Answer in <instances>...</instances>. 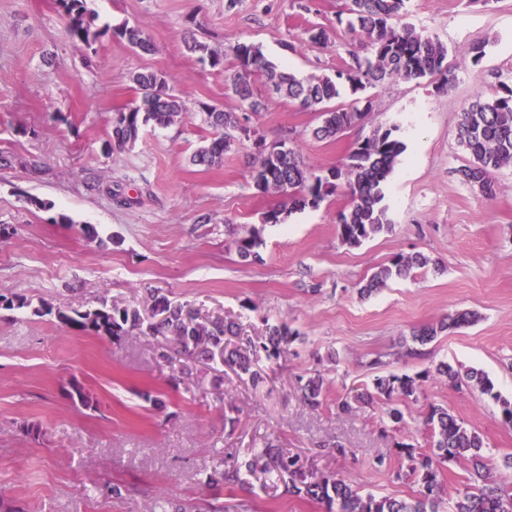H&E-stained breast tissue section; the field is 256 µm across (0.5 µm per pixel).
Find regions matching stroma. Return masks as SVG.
Returning a JSON list of instances; mask_svg holds the SVG:
<instances>
[{
  "label": "stroma",
  "mask_w": 512,
  "mask_h": 512,
  "mask_svg": "<svg viewBox=\"0 0 512 512\" xmlns=\"http://www.w3.org/2000/svg\"><path fill=\"white\" fill-rule=\"evenodd\" d=\"M87 3L103 32L89 47L70 41L57 0H0V294L85 311L104 302L145 310L159 293L189 304L200 319L236 322L244 339L263 336L277 321L299 336L264 388L252 389L218 360L197 363L192 379L175 388L170 379L182 363L158 360L153 338L116 345L52 315L1 313L0 498L23 512H162L169 498L206 512L213 498H240L236 489L214 495L206 474L269 434L288 453L336 440L348 455L317 457V471L409 498L417 486L396 477L398 447L425 446L422 420L432 404L480 432L491 475L512 484V472L500 465L512 454V427L503 424L498 402L434 371L441 361L483 371L512 399V168L498 173L496 195L485 197L461 180L469 157L457 142L464 103L496 79L512 78V0L485 7L409 0V21L447 46L455 88L440 92L426 79L342 90V104L368 100L373 110L333 142L312 137L314 113L253 76L265 109L251 126L269 144L294 137L318 171L340 164L375 127L401 124L407 148L385 190L391 229L357 247L336 232V214L347 203L339 192L285 223H264L276 199L253 185L246 161L253 144L216 169L190 162L212 136L203 105L242 110L230 89L240 70L233 47L260 44L270 61L302 78L335 75L358 47L337 21L344 0ZM123 24L139 27L154 53L139 54L114 37L112 28ZM314 26L327 31L328 43L309 41ZM193 40L222 54L223 66L189 53ZM480 40L485 55L476 63L470 47ZM144 69L164 73L188 113L146 127L132 149L107 152L115 113L138 96L131 76ZM61 214L68 223L58 222ZM230 224L242 234L261 228L260 260L242 261L228 246ZM86 225L95 238L85 237ZM414 252L430 256L436 269L359 294L364 278ZM461 310L477 321L413 354V330ZM378 357L385 371L420 380L416 399L402 406L403 422L379 404L337 415V400L372 389L369 363ZM314 372L325 380L315 411L296 385L297 376ZM74 382L93 407L72 403ZM27 424L39 428V438L24 433ZM381 455L391 468H375ZM115 484L128 496L113 498Z\"/></svg>",
  "instance_id": "obj_1"
}]
</instances>
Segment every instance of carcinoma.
Wrapping results in <instances>:
<instances>
[{
  "mask_svg": "<svg viewBox=\"0 0 512 512\" xmlns=\"http://www.w3.org/2000/svg\"><path fill=\"white\" fill-rule=\"evenodd\" d=\"M85 2L59 0V5L70 40L90 47L97 42L101 31L92 29ZM408 2L347 0L343 10L347 15L346 30L358 38L363 53H351V62L333 77L300 78L269 62L260 46L248 42L237 44L233 54L241 72L231 84L234 95L250 112L260 113L263 105L255 97L250 81L252 74L259 73L265 76L277 95L316 114L318 123L312 129L314 139L334 141L348 129L364 122L372 111L369 101L361 109L333 105L344 85L357 93L395 81L434 78L438 80V90L451 89L456 76L447 63L448 50L423 30L403 21ZM113 34L143 54L154 52L153 43L137 28H115ZM187 48L213 68L224 62L220 53L203 42L193 41ZM132 81L138 90V98L116 113L112 135L105 143L109 151L135 146L144 127L151 123L167 126L186 114L184 102L170 88L163 73L141 72L134 75ZM204 122L213 129V137L195 151L192 156L195 165L219 168L226 155L239 151L245 141L251 140V127L241 126V117L235 112L206 109ZM458 140L470 156L469 163L458 170L461 180L485 196H493L497 172L512 167V82H498L490 96L478 91L464 104ZM405 148L399 126H378L371 135L356 143L341 165L321 173L305 163L299 148L288 138L271 144L269 151H257L251 156L255 188L262 194L281 198L265 213L264 223L280 224L289 211L319 207L342 183L348 191L349 201L337 215L336 231L343 244L361 245L391 228L388 207L384 204V189ZM229 246L244 259L258 258V249L263 246L261 231L254 227L244 236L233 237ZM429 264L430 259L422 253L399 254L390 264L371 274L359 288V293L369 296L384 288L391 279L406 277L413 269ZM22 308L32 309L37 316L53 315L76 331L107 336L114 343L128 336H152L157 341L158 358L166 361L175 356L193 363L206 361L221 350L224 366L254 388L263 386L269 377L260 362L264 360L271 365L279 362L286 357L289 345L298 336L287 323L277 322L267 325L264 340L248 339L246 344L240 345L236 342L238 330L235 323L222 318L201 321L194 308L174 304L160 294L151 296V309L161 310V320L154 315L147 319L138 308L130 305L104 302L92 310L66 312L44 302L34 306L25 297L0 294V311ZM476 320V314L470 311L448 314L436 324L414 330L412 339L424 345L443 332ZM435 372L455 387H474L493 398L501 407L502 422L512 426V400L494 392V384L486 374L475 369L462 372L444 361L435 365ZM297 383L303 401L313 409L320 408L323 378L316 374L300 376ZM417 390V379L408 375H378L373 380V391L337 402L336 411L350 414L361 404L379 400L386 406L390 419L399 423L404 420L399 403L415 396ZM423 423L428 432V447L403 444L398 448L401 460L408 462L405 476L418 485L417 494L408 500L365 493L333 472H311L307 467L309 456L285 453L270 435L251 456L230 457L224 471L208 477V484L234 489L244 486L248 476L273 475L284 483L286 492L319 504L323 512H512V486L501 485L487 476L483 437L468 428L448 408L439 405H429ZM465 458L472 465L469 483L449 498L440 480L442 466Z\"/></svg>",
  "mask_w": 512,
  "mask_h": 512,
  "instance_id": "carcinoma-1",
  "label": "carcinoma"
}]
</instances>
